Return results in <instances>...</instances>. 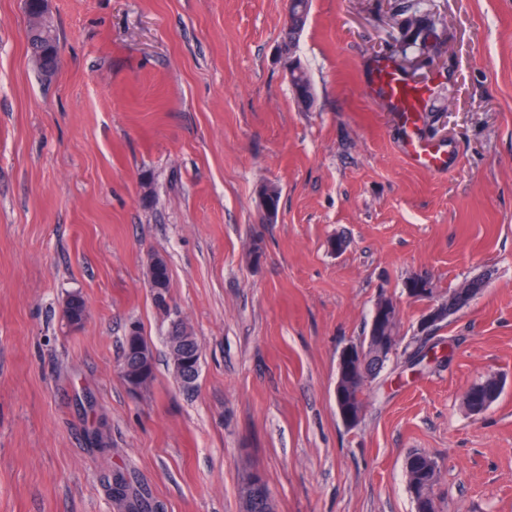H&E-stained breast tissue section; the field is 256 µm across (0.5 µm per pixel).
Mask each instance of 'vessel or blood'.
<instances>
[{
	"mask_svg": "<svg viewBox=\"0 0 512 512\" xmlns=\"http://www.w3.org/2000/svg\"><path fill=\"white\" fill-rule=\"evenodd\" d=\"M374 90L397 112L405 128L402 144L404 155L414 164L429 171L445 167L451 149L423 139L417 131V100L421 89L413 86L392 64L391 60H379L374 68Z\"/></svg>",
	"mask_w": 512,
	"mask_h": 512,
	"instance_id": "vessel-or-blood-1",
	"label": "vessel or blood"
}]
</instances>
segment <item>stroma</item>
I'll return each instance as SVG.
<instances>
[{"label":"stroma","instance_id":"35a3bbf8","mask_svg":"<svg viewBox=\"0 0 512 512\" xmlns=\"http://www.w3.org/2000/svg\"><path fill=\"white\" fill-rule=\"evenodd\" d=\"M48 9L49 78L23 0H0V512H120L118 468L156 512H240L255 471L276 512H415V452L438 466L437 512H512V0H311L306 112L280 57L286 0ZM413 13L445 43L406 72L427 90L421 135L457 157L443 174L407 162L393 113L365 95ZM417 277L439 295L486 286L434 331L442 363L392 358L347 428L339 354L383 294L414 345ZM72 294L88 308L77 328ZM177 316L202 353L191 392L168 355ZM133 324L155 358L136 391L120 375ZM489 377L502 391L471 414L464 395ZM99 423L104 452L87 440ZM29 29L28 44L31 55L36 63L38 70L45 76L51 77L56 73L59 66L57 61L51 55V50L59 51L57 37L46 16L40 9L39 4L32 3L28 10Z\"/></svg>","mask_w":512,"mask_h":512}]
</instances>
